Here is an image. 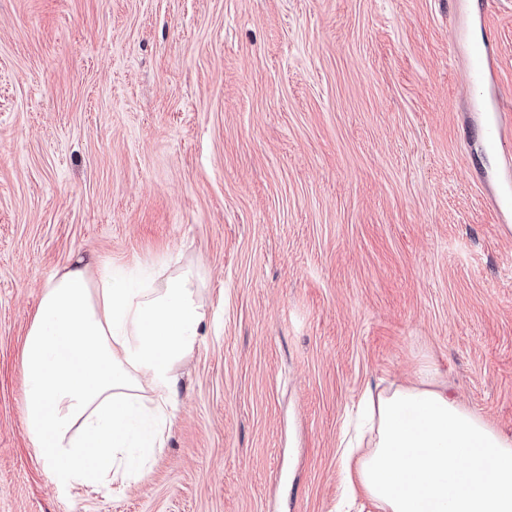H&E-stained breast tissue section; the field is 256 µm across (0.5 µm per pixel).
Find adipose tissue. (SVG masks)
Masks as SVG:
<instances>
[{"instance_id": "adipose-tissue-1", "label": "adipose tissue", "mask_w": 512, "mask_h": 512, "mask_svg": "<svg viewBox=\"0 0 512 512\" xmlns=\"http://www.w3.org/2000/svg\"><path fill=\"white\" fill-rule=\"evenodd\" d=\"M180 256L144 278L76 262L43 286L23 349V422L64 490L142 473L175 411L176 366L204 321ZM343 452L348 507L512 512V438L468 411L429 365L366 388Z\"/></svg>"}]
</instances>
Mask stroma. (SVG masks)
I'll return each instance as SVG.
<instances>
[{"label":"stroma","mask_w":512,"mask_h":512,"mask_svg":"<svg viewBox=\"0 0 512 512\" xmlns=\"http://www.w3.org/2000/svg\"><path fill=\"white\" fill-rule=\"evenodd\" d=\"M512 0H0V512H336L366 387L431 362L512 435ZM193 266L207 312L146 475L56 490L22 415L42 285ZM490 72V48L489 45L479 46L473 49L470 57V77L472 81L483 87ZM473 108L480 117L477 135L484 149H503L512 131V115L502 112L496 101L486 94L473 103Z\"/></svg>","instance_id":"35a3bbf8"}]
</instances>
